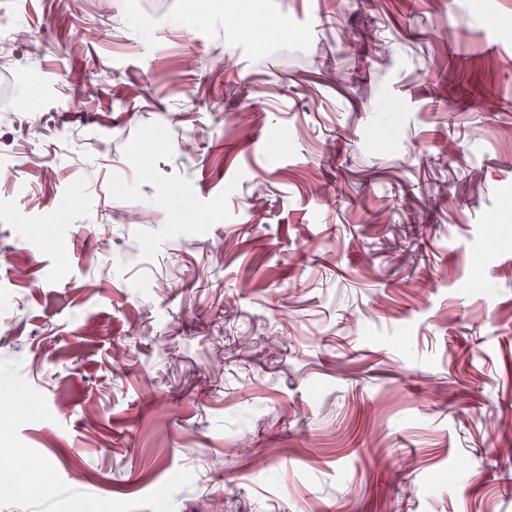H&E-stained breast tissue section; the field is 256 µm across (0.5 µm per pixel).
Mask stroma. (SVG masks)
Segmentation results:
<instances>
[{"label":"stroma","mask_w":512,"mask_h":512,"mask_svg":"<svg viewBox=\"0 0 512 512\" xmlns=\"http://www.w3.org/2000/svg\"><path fill=\"white\" fill-rule=\"evenodd\" d=\"M491 13L0 0V451L58 489L0 468V512H512ZM220 338L248 347L219 375Z\"/></svg>","instance_id":"35a3bbf8"}]
</instances>
